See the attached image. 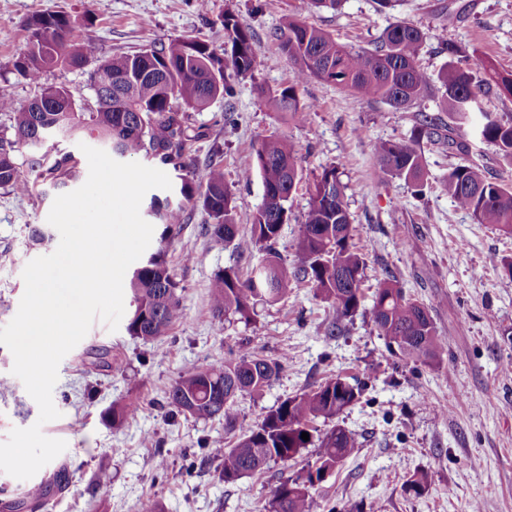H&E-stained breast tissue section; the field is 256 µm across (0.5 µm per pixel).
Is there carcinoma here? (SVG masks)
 Segmentation results:
<instances>
[{"label":"carcinoma","instance_id":"1","mask_svg":"<svg viewBox=\"0 0 512 512\" xmlns=\"http://www.w3.org/2000/svg\"><path fill=\"white\" fill-rule=\"evenodd\" d=\"M77 21L61 13H43L29 24L25 49L17 56L15 72L30 82L59 65L82 69L95 61L89 86L94 104L80 105L72 91L49 86L24 105L0 98V112L12 114L10 127L0 130V188L30 195L41 187L63 190L77 184L82 171L76 157L43 144L59 129L69 139H84L110 148L120 159L144 158L169 166L175 172L174 193L151 197L146 215L164 225L161 241L177 236L189 206H201L210 218L206 233L215 246L262 252L252 274L243 280L236 271L215 274L210 289L213 317L248 319L257 301L276 302L288 292L290 275H301L326 301L333 319L326 335L336 337L351 320L363 300L364 259L352 249V224L345 201L347 185L336 165L322 168L310 193L304 222L300 225L292 265L274 251L282 228L290 221L288 201L302 179L300 159L279 135L264 137L256 151L263 200L250 222L240 224L226 183L224 169L214 163L199 176L194 169L188 111L202 112L219 98L235 94L231 75H245L258 65L253 35L232 12H225L224 47L218 49L200 39L181 36L156 49L99 57L90 41L70 39ZM283 53L294 66L291 83L268 99L276 110L295 116L306 111L300 101V85L318 80L379 101L394 109H407L433 95L438 113L415 116L406 141L376 142L378 178H399L419 198L426 187L423 140L443 144L462 154L470 143L495 148L512 165V116L506 118L481 108L483 81L452 42L444 50L452 57L436 78L418 64L427 34L403 20L390 22L371 48H353L304 21L290 20L276 33ZM455 204L479 224L512 233V187L488 179L473 162L448 170L442 181ZM132 310L127 324L130 335L154 342L166 335L181 316L175 280L161 253L137 267L129 281ZM370 319L386 350L408 365L439 364L448 339L438 335L429 310L405 294L391 277L383 278L372 295ZM285 356L269 358L242 349L222 363L184 371L169 388L167 404L179 413L202 419H224L229 441L216 445L211 454L222 460L224 482L232 483L262 471L270 462L287 464L312 444L319 448V463L337 465L358 447L354 434L343 427L340 416L360 401L363 385L341 376L288 397L270 408L255 426L235 432L238 396L269 387L282 369ZM134 405L114 404L107 412L112 426L121 425ZM332 426L317 434L316 420ZM309 434V440L301 438ZM429 475L416 471L403 483L409 496L423 495ZM315 483L311 475L281 481L264 506L265 512H312Z\"/></svg>","mask_w":512,"mask_h":512}]
</instances>
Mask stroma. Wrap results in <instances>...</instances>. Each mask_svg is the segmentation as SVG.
<instances>
[{
    "label": "stroma",
    "mask_w": 512,
    "mask_h": 512,
    "mask_svg": "<svg viewBox=\"0 0 512 512\" xmlns=\"http://www.w3.org/2000/svg\"><path fill=\"white\" fill-rule=\"evenodd\" d=\"M445 7L457 15L448 26L441 21ZM228 10L250 28L260 63L252 76L235 80L231 100L192 113L197 173L221 163L238 219L248 223L263 198L258 142L270 133L288 139L304 173L290 200L291 221L275 245L288 261L310 185L324 166L337 165L348 185L352 242L365 261V296H372L382 275L393 276L428 307L448 348L435 366L394 364L362 310L340 335L326 338L332 310L301 280L291 281L280 301L258 303L249 321L213 318L208 291L214 274L230 267L247 278L260 254L213 246L204 232L209 218L194 208L169 243H161L163 227L155 225L148 247L165 252L179 284L181 319L155 344L130 336L123 326L112 331L100 321L92 325L59 365L52 394L59 418L41 425L46 437L67 447L32 480L0 472V512H137L148 496L164 512H264L281 479L314 464L315 448H305L289 465L272 463L227 484L220 460L206 451L223 442V420L175 415L166 402L185 368L230 357L243 346L286 358L262 394L238 399V425L245 429L277 402L326 378L339 375L367 386L342 416L359 446L318 486L313 512H471L476 506L512 512V288L501 285V260L512 258V235L475 223L443 189V177L461 161L455 150L423 145L429 186L418 200L404 180L376 176L375 143L407 139L417 111L436 112L435 100L397 110L311 80L299 91L311 110L299 120L276 111L267 98L293 78L274 37L291 17L355 48L370 47L390 21L404 19L429 34L419 56L429 75L449 60L440 49L444 41L459 47L475 71L489 63L512 73V0H399L386 13L375 0H345L338 13L313 11L309 0H209L203 11L195 0H0V81L20 105L48 85L92 102L88 70L59 66L37 83L14 72L28 21L40 12L70 14L77 20L73 39L93 41L100 55L110 56L178 36L222 46L220 18ZM228 106L234 110L230 125L224 122ZM53 201L50 194L20 197L0 189V327L18 311L26 264L52 252L32 246L29 231L46 224ZM102 346L111 349L117 367L95 366L93 352ZM12 366L10 350L0 345V442L12 428L30 427L39 417ZM115 403L136 407L117 428L104 419ZM418 470L428 472L429 489L417 498L405 496L402 485ZM101 471L109 475L103 487L95 483ZM34 483L44 489L36 503L24 498Z\"/></svg>",
    "instance_id": "stroma-1"
}]
</instances>
